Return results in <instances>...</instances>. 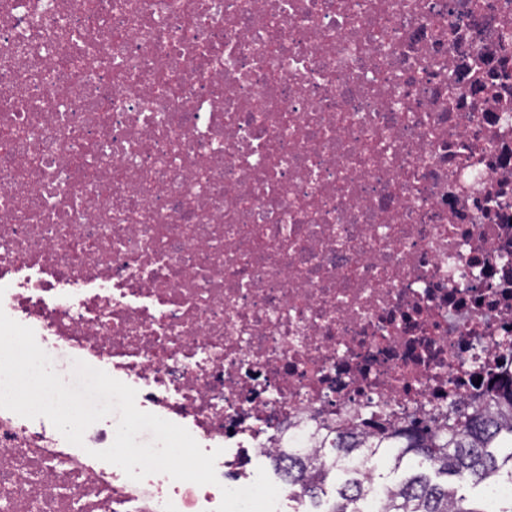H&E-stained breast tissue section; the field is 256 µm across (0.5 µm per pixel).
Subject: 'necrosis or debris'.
<instances>
[{
	"label": "necrosis or debris",
	"mask_w": 512,
	"mask_h": 512,
	"mask_svg": "<svg viewBox=\"0 0 512 512\" xmlns=\"http://www.w3.org/2000/svg\"><path fill=\"white\" fill-rule=\"evenodd\" d=\"M0 310L216 474L512 372V0H0ZM0 409V512H214Z\"/></svg>",
	"instance_id": "1"
}]
</instances>
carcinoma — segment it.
Wrapping results in <instances>:
<instances>
[{"instance_id":"1","label":"carcinoma","mask_w":512,"mask_h":512,"mask_svg":"<svg viewBox=\"0 0 512 512\" xmlns=\"http://www.w3.org/2000/svg\"><path fill=\"white\" fill-rule=\"evenodd\" d=\"M495 448L508 453L500 459ZM384 457L396 469L406 462L419 473L383 486L381 512H512V496L506 505L489 511L468 505L459 488L439 482L451 476L462 485L482 484L492 492L505 480L512 485V373L492 378L483 405L469 412L450 405L399 427L356 436L338 429L335 447L319 448L307 461L289 458L283 477L316 502L338 471L356 470L375 485L377 460ZM336 493L337 501L326 512H366L359 504L369 496L358 476L345 480Z\"/></svg>"}]
</instances>
